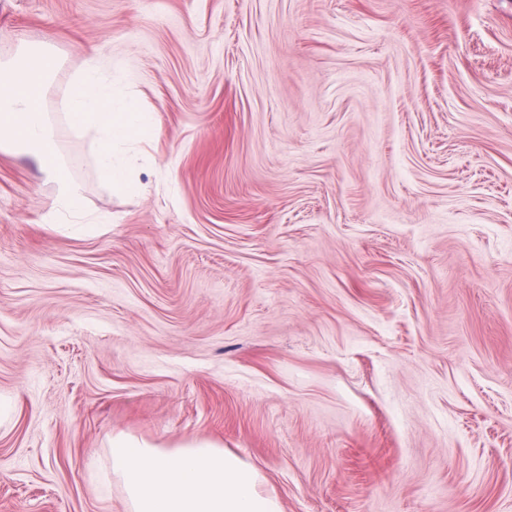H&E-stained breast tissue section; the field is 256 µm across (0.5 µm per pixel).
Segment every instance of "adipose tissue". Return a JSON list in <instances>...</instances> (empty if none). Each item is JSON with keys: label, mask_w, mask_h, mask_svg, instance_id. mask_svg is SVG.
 <instances>
[{"label": "adipose tissue", "mask_w": 512, "mask_h": 512, "mask_svg": "<svg viewBox=\"0 0 512 512\" xmlns=\"http://www.w3.org/2000/svg\"><path fill=\"white\" fill-rule=\"evenodd\" d=\"M55 69V57L47 51L20 64L0 62V150L28 151L56 185L51 216L82 225L90 218L81 206V187L64 170L41 103ZM66 106V123L95 135L101 176L113 188L136 192L133 151L153 136L149 115L134 99L118 95L93 59L69 88ZM110 455L129 512H282L254 467L207 439L163 448L121 433L113 436Z\"/></svg>", "instance_id": "adipose-tissue-1"}]
</instances>
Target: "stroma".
<instances>
[{
  "label": "stroma",
  "instance_id": "1",
  "mask_svg": "<svg viewBox=\"0 0 512 512\" xmlns=\"http://www.w3.org/2000/svg\"><path fill=\"white\" fill-rule=\"evenodd\" d=\"M85 212L0 151V512H127L206 438L283 512H512V0H0ZM98 55L134 194L58 122Z\"/></svg>",
  "mask_w": 512,
  "mask_h": 512
}]
</instances>
